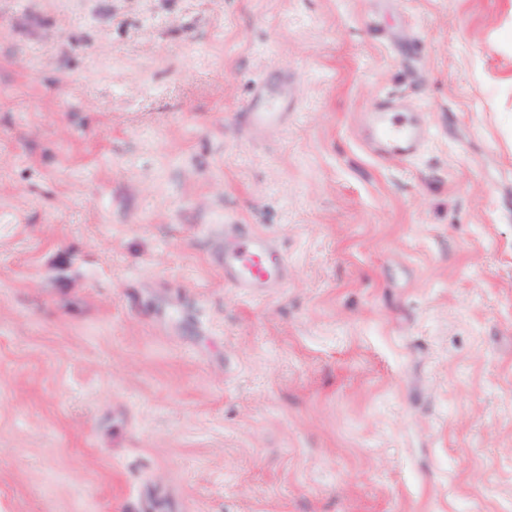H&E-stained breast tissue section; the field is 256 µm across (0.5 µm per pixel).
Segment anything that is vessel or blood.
<instances>
[{
    "label": "vessel or blood",
    "mask_w": 512,
    "mask_h": 512,
    "mask_svg": "<svg viewBox=\"0 0 512 512\" xmlns=\"http://www.w3.org/2000/svg\"><path fill=\"white\" fill-rule=\"evenodd\" d=\"M382 110L376 127L379 153L386 157L415 153L417 130L395 118L394 102H386ZM286 268L284 254L269 239L259 236L248 237L224 257L225 281L244 292L281 284Z\"/></svg>",
    "instance_id": "1"
}]
</instances>
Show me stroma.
<instances>
[{"mask_svg": "<svg viewBox=\"0 0 512 512\" xmlns=\"http://www.w3.org/2000/svg\"><path fill=\"white\" fill-rule=\"evenodd\" d=\"M0 512H512V0H0ZM377 147L383 156L407 157L415 153L419 134L395 116H380L376 127ZM286 268L284 254L266 237H248L224 254V280L243 292L281 284Z\"/></svg>", "mask_w": 512, "mask_h": 512, "instance_id": "1", "label": "stroma"}]
</instances>
